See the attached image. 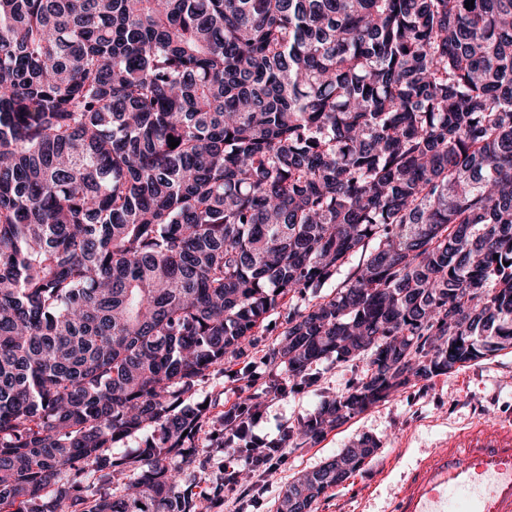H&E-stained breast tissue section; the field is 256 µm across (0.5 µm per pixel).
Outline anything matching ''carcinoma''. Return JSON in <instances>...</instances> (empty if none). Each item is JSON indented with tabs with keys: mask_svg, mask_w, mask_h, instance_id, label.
<instances>
[{
	"mask_svg": "<svg viewBox=\"0 0 512 512\" xmlns=\"http://www.w3.org/2000/svg\"><path fill=\"white\" fill-rule=\"evenodd\" d=\"M465 2L0 0V512H207L187 400L296 293L278 367L371 358L313 441L512 349V0Z\"/></svg>",
	"mask_w": 512,
	"mask_h": 512,
	"instance_id": "obj_1",
	"label": "carcinoma"
}]
</instances>
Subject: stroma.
<instances>
[{
  "label": "stroma",
  "mask_w": 512,
  "mask_h": 512,
  "mask_svg": "<svg viewBox=\"0 0 512 512\" xmlns=\"http://www.w3.org/2000/svg\"><path fill=\"white\" fill-rule=\"evenodd\" d=\"M308 295H295L289 307H302ZM289 307L279 308L254 338L247 357L210 372L198 384L195 400L219 401L200 434V453L188 472L197 492H206L211 477L225 464L213 434L223 427L222 409L245 400L255 387L275 379L285 383V395L263 401L257 434L275 438L287 435L288 459L267 476L247 497L225 490L212 512H276L278 502L294 477L318 469L344 448L369 438L379 448L350 479L319 498L312 512H388L404 472L435 448L446 444L461 428L473 422H512V349L466 364L452 373L421 380L370 406L316 441H301L292 433L322 401L346 393L366 377L368 362H339L329 358L314 364L311 382L287 377L273 364L271 353L279 341Z\"/></svg>",
  "instance_id": "stroma-1"
}]
</instances>
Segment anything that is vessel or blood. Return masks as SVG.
I'll return each instance as SVG.
<instances>
[{
  "mask_svg": "<svg viewBox=\"0 0 512 512\" xmlns=\"http://www.w3.org/2000/svg\"><path fill=\"white\" fill-rule=\"evenodd\" d=\"M391 512H512V424L460 430L405 475Z\"/></svg>",
  "mask_w": 512,
  "mask_h": 512,
  "instance_id": "obj_1",
  "label": "vessel or blood"
}]
</instances>
